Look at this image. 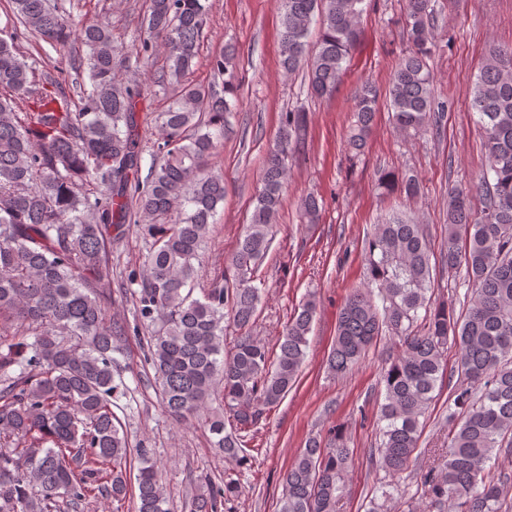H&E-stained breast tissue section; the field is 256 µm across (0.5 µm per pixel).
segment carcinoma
I'll use <instances>...</instances> for the list:
<instances>
[{
	"instance_id": "1",
	"label": "carcinoma",
	"mask_w": 512,
	"mask_h": 512,
	"mask_svg": "<svg viewBox=\"0 0 512 512\" xmlns=\"http://www.w3.org/2000/svg\"><path fill=\"white\" fill-rule=\"evenodd\" d=\"M365 0H275L280 66L307 65L308 90L327 98L345 74L360 38ZM13 33L0 37V512H83L98 498L129 495L127 462L138 458L135 512H169L146 448H132L113 408L127 386L116 369L129 326L112 318L111 228L137 224L151 239L135 305L146 333L145 358L159 385L161 407L177 423L205 416L224 459L248 466L243 434L294 385L310 346L317 304L310 296L273 345L254 336L261 302L254 285L268 255L304 114L281 118L277 142L264 160L250 222L224 273L208 286L202 255L211 224L224 206V179L211 160L237 105L234 51L210 60L224 86L187 80L207 25L205 0H145L146 35L134 56L107 23L79 26L54 0H7ZM432 0H407L410 48L386 93L366 81L355 97L347 147L359 153L370 136L380 98L395 128L419 133L437 122L439 105L427 60ZM318 40L311 41L312 25ZM29 34L72 53L76 78L47 77L35 89V68L17 37ZM164 64L144 81L120 70L146 72L157 48ZM164 92L168 105L137 114L143 86ZM23 103L25 111L15 110ZM473 116L484 136L487 165L468 188L448 191V237L442 269L465 267L473 288L465 313L434 303L435 266L422 225L392 214L365 242L362 285L345 302L328 368L344 375L382 333L402 351L384 370L376 452L385 473L382 501L366 512H387L398 480L415 465L420 418L446 377L455 349L456 382L448 397V432L423 473L425 512H512V477L491 462L512 451V47H492L472 88ZM157 136L142 145L140 125ZM150 157L141 180L142 154ZM386 192L420 191L413 174H386ZM483 196L473 217L469 195ZM322 204L302 199L303 222L319 221ZM199 296H193L194 291ZM235 331L226 347L227 325ZM220 397L223 409L210 404ZM351 460L346 432L327 443L311 439L282 476L280 512H336ZM233 480L194 498L191 512H221L236 496Z\"/></svg>"
}]
</instances>
